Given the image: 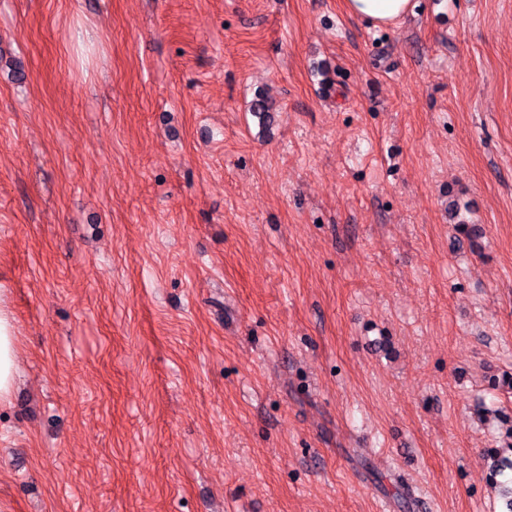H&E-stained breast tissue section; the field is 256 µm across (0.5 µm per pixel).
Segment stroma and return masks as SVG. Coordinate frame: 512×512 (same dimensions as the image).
Segmentation results:
<instances>
[{"instance_id": "stroma-1", "label": "stroma", "mask_w": 512, "mask_h": 512, "mask_svg": "<svg viewBox=\"0 0 512 512\" xmlns=\"http://www.w3.org/2000/svg\"><path fill=\"white\" fill-rule=\"evenodd\" d=\"M411 2L0 0V512H501L512 0ZM345 9L354 17L388 26L405 17L411 5L410 0H345ZM16 336L10 313L0 298V404L7 402L16 373Z\"/></svg>"}]
</instances>
